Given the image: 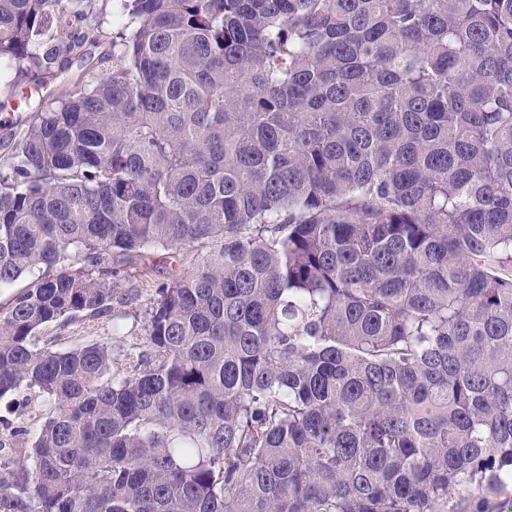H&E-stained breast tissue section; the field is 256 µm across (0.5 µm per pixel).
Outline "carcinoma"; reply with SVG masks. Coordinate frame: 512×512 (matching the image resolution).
<instances>
[{
  "mask_svg": "<svg viewBox=\"0 0 512 512\" xmlns=\"http://www.w3.org/2000/svg\"><path fill=\"white\" fill-rule=\"evenodd\" d=\"M0 512H489L512 486V0H0ZM145 349L40 345L146 249ZM109 46L107 44H100L97 47L92 48V51L95 56V60L91 65L85 67L86 63H79L74 61L71 65H69L67 71L63 73L58 79L48 84L47 93L43 92L44 95L49 96L50 100L55 99L63 95L68 87L75 83L77 79H79L88 69H90L93 65H95L96 59L101 57L107 50Z\"/></svg>",
  "mask_w": 512,
  "mask_h": 512,
  "instance_id": "carcinoma-1",
  "label": "carcinoma"
}]
</instances>
